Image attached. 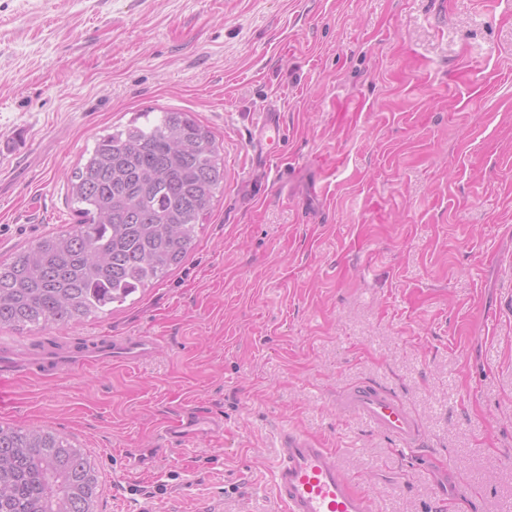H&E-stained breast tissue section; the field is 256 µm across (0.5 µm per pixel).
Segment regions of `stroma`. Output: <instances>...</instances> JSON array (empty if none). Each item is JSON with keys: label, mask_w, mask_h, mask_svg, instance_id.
Returning <instances> with one entry per match:
<instances>
[{"label": "stroma", "mask_w": 512, "mask_h": 512, "mask_svg": "<svg viewBox=\"0 0 512 512\" xmlns=\"http://www.w3.org/2000/svg\"><path fill=\"white\" fill-rule=\"evenodd\" d=\"M160 110L224 145L194 249L110 314L0 330L21 348L146 332L157 351L20 381L0 423L83 448L98 512H279L286 428L338 449L378 512H439L430 473L450 467L464 512H504L512 0H0V257L75 223L67 177L95 139ZM360 380L406 403L426 455L338 406ZM193 411L223 437L170 450L164 427ZM283 132L280 114L278 112L263 111L258 124V135L262 143L270 144L280 138Z\"/></svg>", "instance_id": "obj_1"}]
</instances>
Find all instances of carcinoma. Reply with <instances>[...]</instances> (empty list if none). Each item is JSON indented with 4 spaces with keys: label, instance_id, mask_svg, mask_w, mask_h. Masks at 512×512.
I'll return each instance as SVG.
<instances>
[{
    "label": "carcinoma",
    "instance_id": "carcinoma-1",
    "mask_svg": "<svg viewBox=\"0 0 512 512\" xmlns=\"http://www.w3.org/2000/svg\"><path fill=\"white\" fill-rule=\"evenodd\" d=\"M223 145L189 112H139L68 178L80 221L0 260V328L44 331L123 305L177 268L224 183ZM99 474L59 432L0 424V512H97Z\"/></svg>",
    "mask_w": 512,
    "mask_h": 512
}]
</instances>
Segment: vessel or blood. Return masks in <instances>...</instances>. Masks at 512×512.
Returning a JSON list of instances; mask_svg holds the SVG:
<instances>
[{
    "instance_id": "1",
    "label": "vessel or blood",
    "mask_w": 512,
    "mask_h": 512,
    "mask_svg": "<svg viewBox=\"0 0 512 512\" xmlns=\"http://www.w3.org/2000/svg\"><path fill=\"white\" fill-rule=\"evenodd\" d=\"M279 113L262 112L258 135L262 143L281 137ZM158 339L139 333L88 336L78 343L50 345L18 352L0 343V399L23 377L61 378L91 372L115 362L139 365L155 352ZM341 406L376 430L393 437L402 449L422 448L423 438L414 414L393 393L368 382L357 383L339 398ZM272 491L281 512H377L374 498L360 490L340 463L336 449L317 438L283 430L276 445Z\"/></svg>"
}]
</instances>
